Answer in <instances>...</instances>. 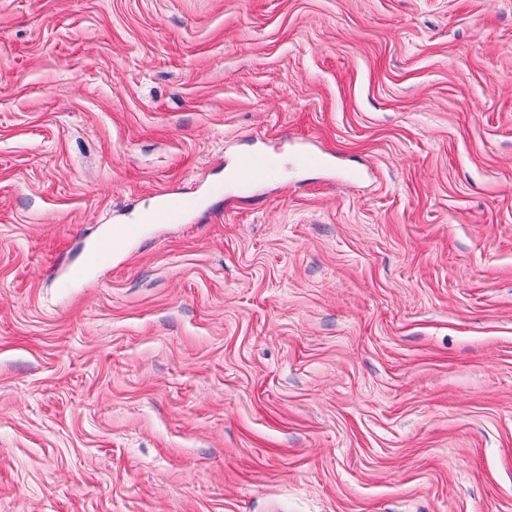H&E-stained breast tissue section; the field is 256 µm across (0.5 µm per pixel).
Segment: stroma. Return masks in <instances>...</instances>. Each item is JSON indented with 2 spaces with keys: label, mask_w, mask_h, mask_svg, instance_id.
I'll list each match as a JSON object with an SVG mask.
<instances>
[{
  "label": "stroma",
  "mask_w": 512,
  "mask_h": 512,
  "mask_svg": "<svg viewBox=\"0 0 512 512\" xmlns=\"http://www.w3.org/2000/svg\"><path fill=\"white\" fill-rule=\"evenodd\" d=\"M0 512H512V0H0ZM232 170L236 172V181L244 186L267 179L273 173L259 154L241 160Z\"/></svg>",
  "instance_id": "stroma-1"
}]
</instances>
